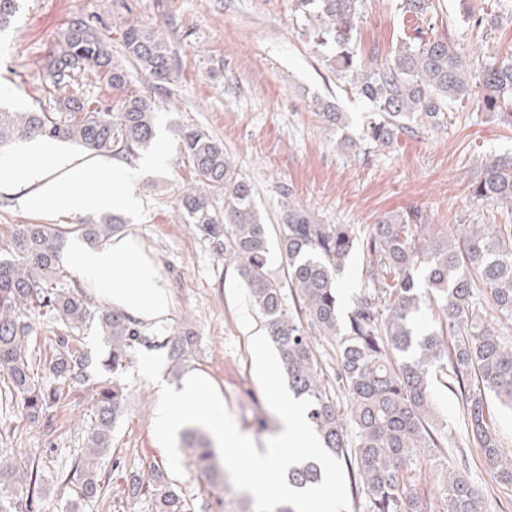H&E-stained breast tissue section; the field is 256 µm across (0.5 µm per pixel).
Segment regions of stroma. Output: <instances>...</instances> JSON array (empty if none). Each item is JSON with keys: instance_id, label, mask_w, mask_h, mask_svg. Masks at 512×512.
Wrapping results in <instances>:
<instances>
[{"instance_id": "obj_1", "label": "stroma", "mask_w": 512, "mask_h": 512, "mask_svg": "<svg viewBox=\"0 0 512 512\" xmlns=\"http://www.w3.org/2000/svg\"><path fill=\"white\" fill-rule=\"evenodd\" d=\"M359 45L363 57H385L408 24L397 0H364ZM155 23L175 52L174 80L159 92L155 150L165 151V167H140L130 159L141 209L126 216L123 238L134 242L156 268L168 299V312L143 323L147 336L165 337L181 322L198 334L195 353L180 371L164 363L161 376L173 386L196 373L220 393L237 429L258 450L278 434L280 419L269 407L253 370L251 337L264 332L258 312L233 266L224 263L211 241L182 223L176 202L193 186L192 168L180 149L179 129L196 124L220 138L257 185L258 209L277 216L284 204L281 185L327 224L376 223L392 210L421 208L430 224H512V211L486 210L469 186L485 156L512 152V128L489 119L474 102H460L444 130L421 138L400 137L371 157L348 152L343 136L359 137L368 103L344 91L326 67L295 11L294 0H20L12 26L0 32V107L25 111L46 101L44 69L57 36L75 17H93L106 36L113 59H121V33L127 15ZM449 40L466 43L477 59L491 61L512 48V21L503 20L483 39L460 28L457 0H440ZM337 101L350 120L345 130L325 125L310 109L312 96ZM78 215L46 208L27 209L18 195L0 191V239L14 224H58L70 228L62 258L63 283L104 305L91 281L74 268L72 246L79 241ZM126 409L112 434L104 467L109 483L83 512H148L146 501L130 502L125 477L166 465L153 420L160 395L154 382L129 364L122 376ZM435 407L447 423V448L422 462L420 493L436 489L433 477L458 459L465 437V415L457 387L434 383ZM92 391L71 389L46 419L33 424L15 414L0 448H14L36 459L43 474L42 512H63L61 474L82 454ZM267 427H260V418ZM468 478L482 488L487 512H512V489L494 481L478 449H467Z\"/></svg>"}]
</instances>
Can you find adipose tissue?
<instances>
[{
  "label": "adipose tissue",
  "instance_id": "adipose-tissue-1",
  "mask_svg": "<svg viewBox=\"0 0 512 512\" xmlns=\"http://www.w3.org/2000/svg\"><path fill=\"white\" fill-rule=\"evenodd\" d=\"M131 173L125 162H84L54 141L36 138L0 160V190L20 195L23 205L36 211L49 205L71 214L133 213L141 200ZM74 266L102 297L138 319L149 322L166 315L167 298L157 271L137 247L123 242L79 245Z\"/></svg>",
  "mask_w": 512,
  "mask_h": 512
}]
</instances>
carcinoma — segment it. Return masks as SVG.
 I'll return each mask as SVG.
<instances>
[{"instance_id":"obj_1","label":"carcinoma","mask_w":512,"mask_h":512,"mask_svg":"<svg viewBox=\"0 0 512 512\" xmlns=\"http://www.w3.org/2000/svg\"><path fill=\"white\" fill-rule=\"evenodd\" d=\"M363 0H295L296 11L315 48L333 47L326 57L330 72L371 105L360 139L344 138L341 147L364 153L388 147L404 136H423L445 127L448 112L460 100L512 127V52L483 65L465 47L439 35L443 18L438 0H400L398 9L416 22L388 57L362 61L357 37ZM19 10V0H0V31ZM460 22L483 37L501 24L493 9H474L460 0ZM124 57L163 88L173 80L171 43L155 25L126 19ZM45 85L57 110H0V147L32 138L76 145L95 155L133 157L156 137L155 97L130 89L124 66L113 60L103 33L92 18L77 17L59 34L44 65ZM92 71L112 91V100L72 93L75 75ZM324 123L341 129L347 116L333 102L311 99ZM195 188L177 206L183 223L215 243L224 263L232 264L248 289L268 335L281 356L288 388L308 399L307 420L325 450L347 465L352 491L365 512H487L484 496L458 468L437 474L440 499L415 489L421 460L440 448L433 421L432 373L458 385L465 410L468 443L480 449L484 463L502 486L512 488V451L504 448L492 425L488 396L512 410V336H506L483 312L512 322V224H427L421 210L392 213L366 228L324 224L293 201L276 216L279 235L256 205L258 189L241 172L224 142L201 126L180 132ZM224 190V215L209 195ZM471 194L492 208H512V153L490 155L471 183ZM118 213L79 225L89 241L121 233ZM66 232L55 224H20L4 242L0 258V376L6 410L30 422L45 417L64 386H92L87 441L75 469L62 481L72 494L67 512L95 501L104 491L103 463L112 450V432L126 406L120 377L135 345L149 339L125 311L91 305L86 296L62 286L61 255ZM278 250L287 266L295 311L287 308L284 288L268 273V257ZM365 259L363 285L345 318H340L336 279L349 257ZM437 307L438 329L417 340L414 321L422 299ZM56 324L49 371L59 386L39 385L35 312ZM97 323L109 350L101 365L112 383L91 378V361L72 349L73 333ZM336 344V373L324 379L311 336ZM198 336L183 323L163 347L180 362L194 351ZM347 398L341 411L338 394ZM181 446L196 472L217 492L222 512H255L252 503L230 497L224 464L210 439L185 431ZM287 482L295 489L321 483L323 470L309 460L291 466ZM127 497L145 500L151 512H192L190 500L166 470L153 465L126 477ZM42 495L37 467L26 456L5 460L0 454V512H36Z\"/></svg>"}]
</instances>
